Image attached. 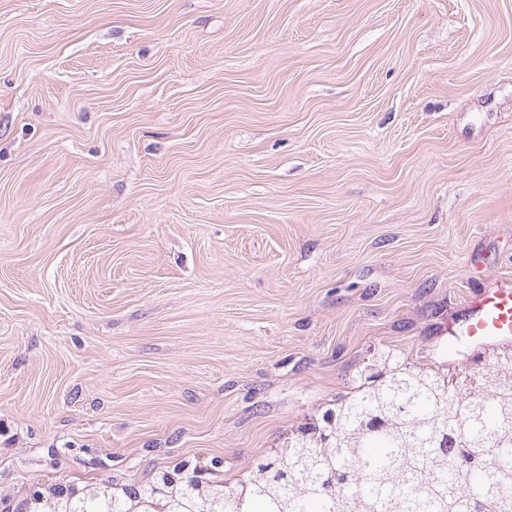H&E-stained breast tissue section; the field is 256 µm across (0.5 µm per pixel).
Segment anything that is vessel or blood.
<instances>
[{"label": "vessel or blood", "mask_w": 512, "mask_h": 512, "mask_svg": "<svg viewBox=\"0 0 512 512\" xmlns=\"http://www.w3.org/2000/svg\"><path fill=\"white\" fill-rule=\"evenodd\" d=\"M449 363L512 348V277L497 278L473 289L463 311L449 317L440 332Z\"/></svg>", "instance_id": "b4317fda"}]
</instances>
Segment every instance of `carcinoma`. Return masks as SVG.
<instances>
[{
    "instance_id": "cac0c4a2",
    "label": "carcinoma",
    "mask_w": 512,
    "mask_h": 512,
    "mask_svg": "<svg viewBox=\"0 0 512 512\" xmlns=\"http://www.w3.org/2000/svg\"><path fill=\"white\" fill-rule=\"evenodd\" d=\"M360 370L292 438L234 478L211 475L169 495V477L82 487L69 512H512V353L477 376L415 364L392 351Z\"/></svg>"
}]
</instances>
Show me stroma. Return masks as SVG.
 <instances>
[{
	"label": "stroma",
	"mask_w": 512,
	"mask_h": 512,
	"mask_svg": "<svg viewBox=\"0 0 512 512\" xmlns=\"http://www.w3.org/2000/svg\"><path fill=\"white\" fill-rule=\"evenodd\" d=\"M512 274V0H0V512L233 477Z\"/></svg>",
	"instance_id": "stroma-1"
}]
</instances>
